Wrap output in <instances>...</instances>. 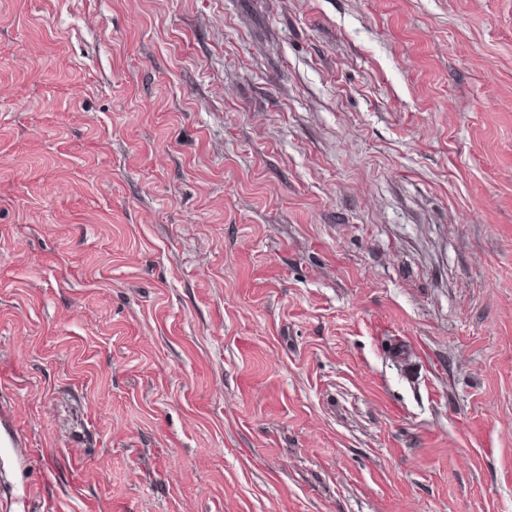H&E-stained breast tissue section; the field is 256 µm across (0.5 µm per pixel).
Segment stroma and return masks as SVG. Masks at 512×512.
<instances>
[{
  "label": "stroma",
  "instance_id": "stroma-1",
  "mask_svg": "<svg viewBox=\"0 0 512 512\" xmlns=\"http://www.w3.org/2000/svg\"><path fill=\"white\" fill-rule=\"evenodd\" d=\"M55 505L512 512V0H0V512Z\"/></svg>",
  "mask_w": 512,
  "mask_h": 512
}]
</instances>
